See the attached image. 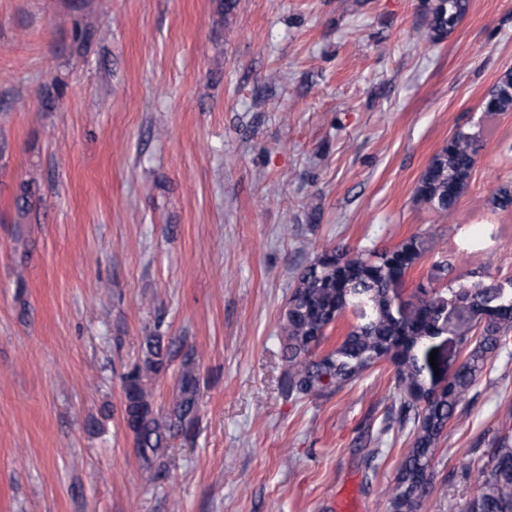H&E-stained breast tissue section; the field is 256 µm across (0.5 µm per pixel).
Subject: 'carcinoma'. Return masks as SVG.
Instances as JSON below:
<instances>
[{
    "instance_id": "cac0c4a2",
    "label": "carcinoma",
    "mask_w": 512,
    "mask_h": 512,
    "mask_svg": "<svg viewBox=\"0 0 512 512\" xmlns=\"http://www.w3.org/2000/svg\"><path fill=\"white\" fill-rule=\"evenodd\" d=\"M467 0H436L429 9L430 37L441 38L465 13ZM496 111H512V71L504 73L494 87ZM477 135L462 130L442 147L425 169L417 189L418 198L433 201L440 213L452 211L456 188L468 177L477 150ZM420 237L398 246L394 257L386 252L368 254L334 250L320 256L298 277L283 318L284 358L288 362L286 390L290 395L316 398L341 390L386 356L394 367L397 389L403 398L397 422L408 423L416 434L395 483L385 489L390 512H418L433 492L428 474L432 448L453 416L461 397L476 380L486 357L512 335V283L495 286L497 298L488 299L489 284L479 281L465 288L443 285L403 300L400 286L408 270L432 250ZM460 308L456 321L462 343L474 342L458 369L438 389L427 371L428 338L448 322V310ZM358 319L336 349L317 354L327 336L321 334L347 311ZM142 364L123 376L124 420L135 447L157 480L165 473L160 459L170 441L187 436L195 428L199 381L194 356L182 360L171 409L163 414L153 406L144 378L166 367L171 346L160 336L146 342ZM479 492L470 512H512V437L503 434L491 462L478 475Z\"/></svg>"
}]
</instances>
